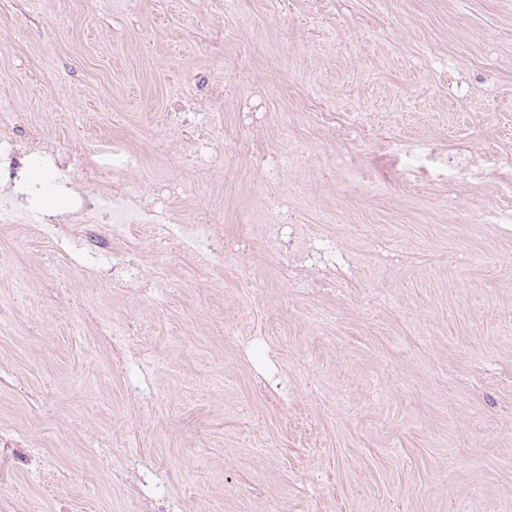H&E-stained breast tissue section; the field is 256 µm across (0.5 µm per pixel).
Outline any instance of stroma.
<instances>
[{
  "label": "stroma",
  "instance_id": "stroma-1",
  "mask_svg": "<svg viewBox=\"0 0 512 512\" xmlns=\"http://www.w3.org/2000/svg\"><path fill=\"white\" fill-rule=\"evenodd\" d=\"M248 62L276 178L223 150L201 176L170 95ZM343 115L322 129L307 102ZM0 108L37 150L115 140L173 215L233 238L266 218L336 238L349 268L283 284L258 241L244 271L166 253L155 298L113 293L85 252L0 234V436L32 456L0 497L30 512H133L139 446L171 512H512V0H0ZM473 160L462 176L447 156ZM125 320L150 388L130 403L101 325ZM261 334L256 353L239 339ZM275 359L281 414L257 385Z\"/></svg>",
  "mask_w": 512,
  "mask_h": 512
}]
</instances>
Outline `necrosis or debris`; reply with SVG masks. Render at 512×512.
Returning a JSON list of instances; mask_svg holds the SVG:
<instances>
[{
  "mask_svg": "<svg viewBox=\"0 0 512 512\" xmlns=\"http://www.w3.org/2000/svg\"><path fill=\"white\" fill-rule=\"evenodd\" d=\"M266 116L267 102L262 95L256 92L242 95L237 126L225 134V141L233 144L236 151L248 153V134L262 127ZM15 118L12 112L0 114V169L9 181L7 194H0V229L10 232L15 241L24 242L37 233L59 246L75 238L93 254L107 251L109 242H122L123 250L112 253V264L104 277L112 289L132 298L163 285L158 270L139 259L145 225L163 226L160 242L164 248L205 254L211 266L218 269L239 254L238 240L219 239L214 225L173 217L170 198L175 187L172 183H156L151 193H144L141 158L120 144L112 147V168L124 172L125 183L113 193L111 210H104L99 191L91 186L79 195H71L78 223H68L61 213L42 209L36 203L38 193L29 179L26 163L31 147L15 138L12 132ZM344 266V254L335 240L317 237L310 243L305 261L285 267L283 278L296 285L314 279L316 273L333 274Z\"/></svg>",
  "mask_w": 512,
  "mask_h": 512,
  "instance_id": "4bbe7bcc",
  "label": "necrosis or debris"
}]
</instances>
